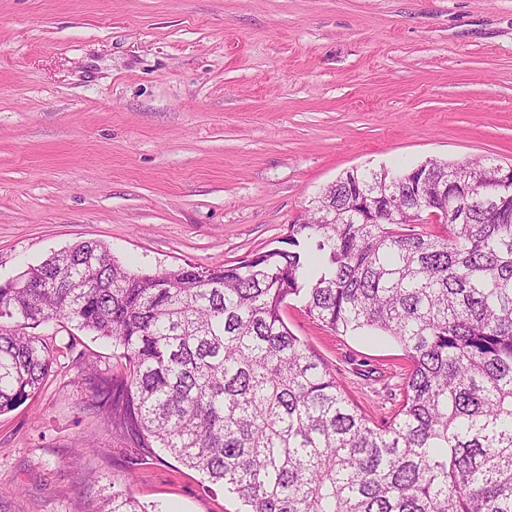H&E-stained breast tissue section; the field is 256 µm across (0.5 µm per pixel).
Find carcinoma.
Segmentation results:
<instances>
[{
    "instance_id": "carcinoma-1",
    "label": "carcinoma",
    "mask_w": 512,
    "mask_h": 512,
    "mask_svg": "<svg viewBox=\"0 0 512 512\" xmlns=\"http://www.w3.org/2000/svg\"><path fill=\"white\" fill-rule=\"evenodd\" d=\"M418 165L351 169L289 225L288 248L133 273L81 241L0 287V412L57 348L28 328L112 340L94 406L224 486L245 512H512V184L498 164L429 160L447 186L426 229ZM389 195L399 221L374 204ZM292 300L334 332H379L410 363L375 423L288 327ZM101 512H143L116 491Z\"/></svg>"
}]
</instances>
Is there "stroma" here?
I'll return each instance as SVG.
<instances>
[{
    "instance_id": "obj_1",
    "label": "stroma",
    "mask_w": 512,
    "mask_h": 512,
    "mask_svg": "<svg viewBox=\"0 0 512 512\" xmlns=\"http://www.w3.org/2000/svg\"><path fill=\"white\" fill-rule=\"evenodd\" d=\"M512 163V0H0V283L85 240L135 270L278 247L352 168ZM292 332L370 419L404 399L387 336ZM35 335L113 370L67 321ZM58 357L0 413V512H240L235 495L89 410Z\"/></svg>"
}]
</instances>
